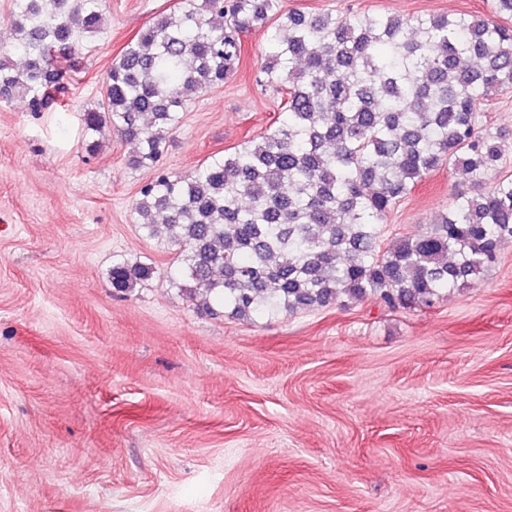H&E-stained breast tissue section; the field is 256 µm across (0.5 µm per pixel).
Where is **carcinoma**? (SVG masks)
<instances>
[{"label":"carcinoma","instance_id":"1","mask_svg":"<svg viewBox=\"0 0 512 512\" xmlns=\"http://www.w3.org/2000/svg\"><path fill=\"white\" fill-rule=\"evenodd\" d=\"M492 16L406 17L283 10L281 0H179L113 59L98 109L83 114L90 151L116 137L135 167L157 166L188 98L238 70L243 39L270 30L260 86L286 94L281 115L242 149L188 175L160 172L135 202L152 236L162 218L176 288L238 319L378 297L431 304L469 288L512 241V174L502 133L482 130L481 104L512 88V0ZM104 0H12L0 45V103L41 112L68 79L66 62L102 25ZM24 58L17 67L12 56ZM468 175L420 236L382 247L397 203L432 172ZM153 266L112 264V288Z\"/></svg>","mask_w":512,"mask_h":512}]
</instances>
